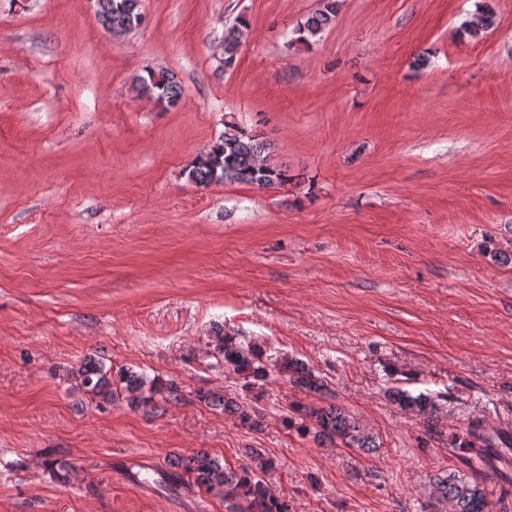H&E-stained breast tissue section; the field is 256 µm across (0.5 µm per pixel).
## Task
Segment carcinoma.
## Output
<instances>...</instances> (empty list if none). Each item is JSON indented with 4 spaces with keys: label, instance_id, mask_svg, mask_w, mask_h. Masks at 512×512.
<instances>
[{
    "label": "carcinoma",
    "instance_id": "cac0c4a2",
    "mask_svg": "<svg viewBox=\"0 0 512 512\" xmlns=\"http://www.w3.org/2000/svg\"><path fill=\"white\" fill-rule=\"evenodd\" d=\"M340 5L341 0H319L315 12L295 29L297 41L307 43L328 28L335 20ZM95 8L103 27L115 34L132 32V23L142 14L141 0H95ZM477 10V24L463 23V28L472 37L495 23V12L487 0H482ZM242 36V30L237 27L224 37L220 58L224 68L230 69L235 65ZM136 84L138 93L151 96L164 108H174L180 102L181 85L169 71L149 69L147 76L136 79ZM188 179L204 187L212 183H245L270 189L288 183L289 176L288 170L271 161L270 144L234 124H226L224 133L212 142L210 149L192 161ZM214 358L245 379V386L249 389L264 385L275 372L282 376L296 374L295 384L310 392L325 388L322 380L296 360L285 356L272 365L263 361V350L259 345L242 346L228 336L217 341ZM74 378L80 380L81 387L92 396L105 402L119 399L133 410L153 411L163 402L181 398V387L175 381L164 382L158 377L149 381L144 374L129 368L121 369L114 379L112 368L106 367L99 359L82 362L74 372ZM390 396L402 408L422 417L428 433L442 438L443 432L437 428L435 419L437 405L430 396H414L399 388L391 391ZM196 397L206 406L224 411L225 415L248 428L259 430L262 427L264 414L257 406L259 398L256 396L249 399L199 390ZM292 412L298 415V420L286 416L284 424L296 429L303 437H312L321 446L328 444L367 451L380 447L371 431L335 404L315 406L298 402L292 404ZM478 442H485L482 424L478 421L470 423L460 434H448V445L452 448H473ZM247 455L250 464L236 470L205 451L186 458L175 454L168 460L171 468L168 479L174 483L183 481L224 498L231 512H288V504L271 493L262 478L273 468L274 462L261 448H249ZM433 498L450 504L449 512H491L484 487L464 475L449 473L435 477Z\"/></svg>",
    "mask_w": 512,
    "mask_h": 512
}]
</instances>
